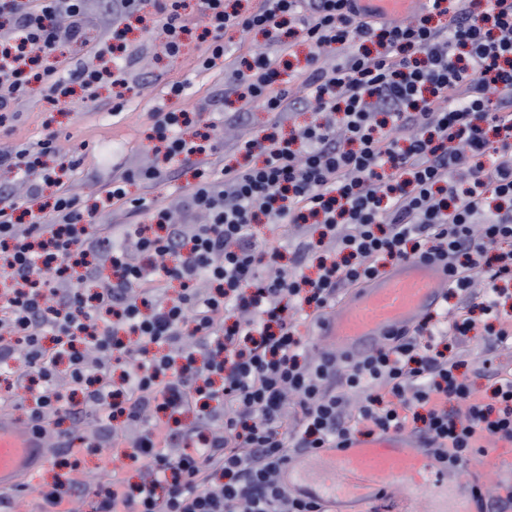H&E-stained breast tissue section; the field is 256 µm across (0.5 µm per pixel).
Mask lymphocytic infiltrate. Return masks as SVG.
Instances as JSON below:
<instances>
[{"instance_id":"f902f5d3","label":"lymphocytic infiltrate","mask_w":512,"mask_h":512,"mask_svg":"<svg viewBox=\"0 0 512 512\" xmlns=\"http://www.w3.org/2000/svg\"><path fill=\"white\" fill-rule=\"evenodd\" d=\"M205 45L198 69L228 73L230 91L270 114L238 138L225 162L213 119L210 145L188 137L186 111L155 110L158 160L111 170L93 205L72 191L81 166L59 153L58 133L0 148V167L56 188L51 209L20 216L0 188V380L28 393L29 419L53 437V456L90 447L89 427L129 448L136 482L105 476L89 486L69 473L41 491L83 512H324L291 495L281 470L291 454L333 448L353 433L408 430L448 451L476 454L475 437L512 439V315L498 305L512 282V0H428L412 20L365 17L355 0H260L228 12L198 0ZM151 5L161 48L179 57L193 25L184 0H0V128L24 105H58L69 86L93 90L99 71L63 60L82 42L91 12L108 17L99 41L115 49L111 76L125 80L127 20ZM448 17L447 25L435 18ZM311 51L280 82L284 25ZM263 32L266 47L238 68L228 31ZM340 51L333 65L324 53ZM316 117L288 137L287 112ZM193 171L179 183L180 168ZM176 184L166 199L129 185ZM144 213L142 224H100L98 214ZM322 225L302 235L291 264L259 250L261 224ZM83 257L74 287L72 260ZM314 259L317 273L302 271ZM407 259L442 263L448 305L364 356L309 354L301 320L319 327L343 288ZM483 328L484 375L493 400L458 370L469 334ZM66 376L68 391L58 387Z\"/></svg>"}]
</instances>
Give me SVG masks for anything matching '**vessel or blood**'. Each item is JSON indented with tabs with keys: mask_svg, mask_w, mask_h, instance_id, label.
Returning a JSON list of instances; mask_svg holds the SVG:
<instances>
[{
	"mask_svg": "<svg viewBox=\"0 0 512 512\" xmlns=\"http://www.w3.org/2000/svg\"><path fill=\"white\" fill-rule=\"evenodd\" d=\"M416 2L359 0V6L372 14H399ZM448 280L439 264L403 261L349 289L316 335L337 354L365 353L435 312ZM47 463L39 430L1 409L0 490H38ZM282 477L298 498L325 503L329 512H366L373 503L382 512H476L475 490H512V440L451 467L409 431L359 434L341 448L292 455Z\"/></svg>",
	"mask_w": 512,
	"mask_h": 512,
	"instance_id": "obj_1",
	"label": "vessel or blood"
}]
</instances>
